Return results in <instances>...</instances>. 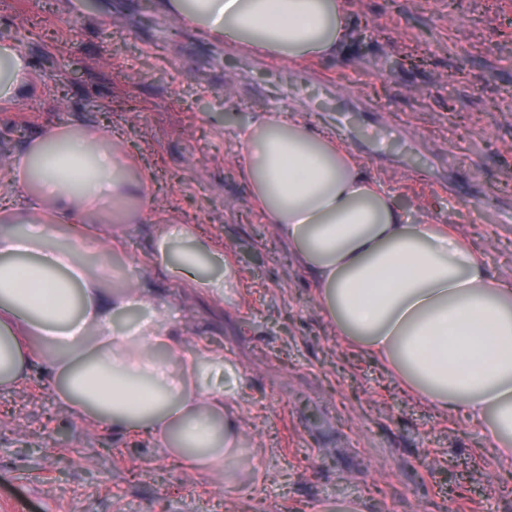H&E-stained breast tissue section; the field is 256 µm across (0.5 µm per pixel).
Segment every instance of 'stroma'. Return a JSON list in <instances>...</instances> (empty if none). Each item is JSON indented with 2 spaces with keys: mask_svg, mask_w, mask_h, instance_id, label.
<instances>
[{
  "mask_svg": "<svg viewBox=\"0 0 512 512\" xmlns=\"http://www.w3.org/2000/svg\"><path fill=\"white\" fill-rule=\"evenodd\" d=\"M358 41L334 61L245 55L144 0H0V39L32 63L0 104V165L51 127L94 124L148 176L134 224H98L148 279L184 348L223 350L243 425L238 481L143 435L67 414L40 367L0 392V512H512V463L464 412L415 397L345 343L313 284L251 208L236 166L255 112H299L348 142L412 222L452 224L512 278V0H351ZM158 224H200L236 267L218 301L148 263Z\"/></svg>",
  "mask_w": 512,
  "mask_h": 512,
  "instance_id": "35a3bbf8",
  "label": "stroma"
}]
</instances>
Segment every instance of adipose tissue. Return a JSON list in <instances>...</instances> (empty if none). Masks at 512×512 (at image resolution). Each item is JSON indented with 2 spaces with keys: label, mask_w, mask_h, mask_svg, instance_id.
I'll return each mask as SVG.
<instances>
[{
  "label": "adipose tissue",
  "mask_w": 512,
  "mask_h": 512,
  "mask_svg": "<svg viewBox=\"0 0 512 512\" xmlns=\"http://www.w3.org/2000/svg\"><path fill=\"white\" fill-rule=\"evenodd\" d=\"M170 18L217 42L279 61L333 60L353 47L349 0H160ZM29 59L0 41V104L28 91ZM98 130H47L0 167V390L43 365L74 417L148 435L231 487L242 424L224 385L223 352L185 353L142 282L104 287L85 228L103 207L131 218L151 205L128 179L126 154ZM241 179L312 280L338 336L379 357L392 375L443 411H465L512 462V280L444 224L408 223L396 196L363 160L298 113L254 114L241 133ZM69 232L52 246L56 226ZM194 224L160 225L149 259L172 279L220 299L236 281ZM150 317L120 324L135 308Z\"/></svg>",
  "instance_id": "obj_1"
}]
</instances>
